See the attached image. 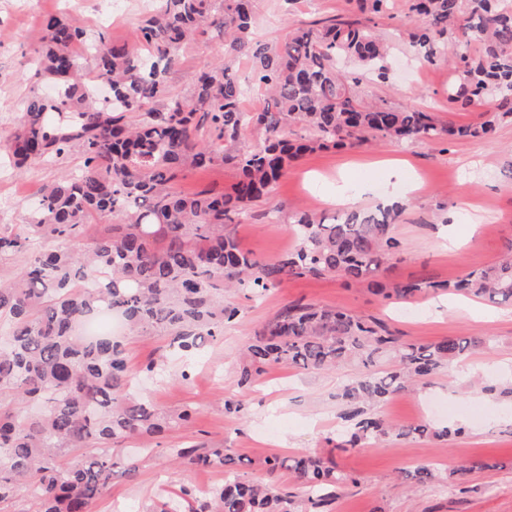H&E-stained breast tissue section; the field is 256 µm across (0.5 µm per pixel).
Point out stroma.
Wrapping results in <instances>:
<instances>
[{
  "label": "stroma",
  "instance_id": "obj_1",
  "mask_svg": "<svg viewBox=\"0 0 512 512\" xmlns=\"http://www.w3.org/2000/svg\"><path fill=\"white\" fill-rule=\"evenodd\" d=\"M112 2L46 0L41 13L31 14L26 0H0V139L17 130L33 92H53L51 82L35 76L33 66L44 36V16L63 17L117 44L136 42L140 19L153 8V0H122L123 11L116 19L111 16ZM350 14L348 0H256L252 36L273 44L295 26ZM414 25L407 0H391L388 14L375 24L376 33L391 48V77L385 83L363 80L361 98L425 109L442 123L481 121V105L449 111L448 81L457 57L449 55L437 65L420 62L408 40ZM223 57L224 39L217 33L191 41L169 74L171 92L188 94L197 71ZM386 158L409 161L402 179L375 168V161ZM82 164L76 148L53 163L33 162L21 168L0 158V227L28 223V198ZM234 179L232 167L215 164L183 172L176 186L187 194L223 191ZM340 187L359 192L364 208L375 207L378 199L388 196L405 206L403 220L394 229L401 248L383 271V280L455 281L494 263L512 239V120L499 122L490 140H384L308 154L289 167L268 196L253 203L247 223L235 225L239 244L261 259H279L296 244L287 229L296 212L304 210L329 221L342 215V208L330 202ZM450 231L466 238L464 247L454 252L448 249ZM296 301L373 318L413 343L449 336L492 337L491 350H472L463 363L444 367L427 386L377 407L378 414L396 427L421 421L440 428L460 424L464 434L450 442L395 438L375 447H342L346 423L340 386L366 374L358 362L331 371L274 367L254 386H241L242 352L285 305ZM224 302L238 309L237 320L225 328L223 338L204 341L191 361L167 336L126 333L129 366L136 369L154 360L163 368L161 375L141 382L139 392L159 409L177 412L191 406L195 413L189 422L163 434L127 440L117 457L134 459L138 471L132 477L115 471L91 512H113L117 504L127 512H147L158 500H178L184 485L207 491L223 483V469L170 464L172 449L188 446L231 449L245 459V477L256 480L265 478L264 461L275 454L304 452L333 460L360 480L359 485L337 488L333 512H512V397L469 387L477 376L491 385L512 380L511 303L455 295L403 303L334 275L287 277L260 295L246 289L226 293ZM186 370L191 379L184 383L180 375ZM228 401L242 404L240 416L225 413ZM475 461L486 462V469L467 474L458 487L403 478L404 471L418 465L436 463L449 471Z\"/></svg>",
  "mask_w": 512,
  "mask_h": 512
}]
</instances>
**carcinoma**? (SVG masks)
<instances>
[{"mask_svg": "<svg viewBox=\"0 0 512 512\" xmlns=\"http://www.w3.org/2000/svg\"><path fill=\"white\" fill-rule=\"evenodd\" d=\"M364 19L321 28L298 27L274 45L252 41L255 0H156L139 27L137 45L94 37L53 15L35 75L56 87L26 103L18 131L3 141L15 164L53 160L80 149L83 166L47 186L34 203L35 222L20 232L0 231V258L22 254L23 265L0 283V503L24 485L38 512H89L117 466L113 452L127 438L160 434L188 421L193 409L160 416L130 393L136 376L123 345L110 336L76 334L84 318L116 310L131 329L153 330L191 355L202 339L224 335L238 310L224 306V289L263 293L288 276L336 275L385 298L412 301L448 292L492 303L512 302V240L498 262L448 283L412 280L385 284L382 268L400 242L393 226L405 211L394 204L354 209L331 223L303 211L289 224L297 243L277 261L240 247L227 222H244L291 162L307 153L341 148L372 137L400 142L487 138L512 117V7L507 0H408L419 26L411 46L436 65L462 31L473 47L458 55L448 102L466 109L485 100L494 107L476 124L444 126L430 112L368 104L358 88L365 76L388 79V48L373 30L390 0H350ZM209 27L224 31V59L201 68L189 95L171 93L167 74L180 51ZM83 49L95 59L82 75ZM254 63L253 83L265 92L261 109L246 112L247 93L234 61ZM306 136L288 138V127ZM250 129L257 144L243 140ZM216 163L236 170L231 189L187 195L175 182L186 168ZM106 221L89 246L85 226ZM489 337L450 336L428 345L404 342L369 317L340 308L293 303L247 347L239 381L251 386L275 366L331 370L358 358L369 365L381 353L390 372L347 383L341 399L351 433L344 445H377L398 438L451 441L463 428L427 422L391 429L369 405L425 385L442 367L464 360ZM181 464L224 469V484L209 492L190 486L180 499L188 512H297L288 487L251 482L240 460L222 448H180ZM275 477L285 471L308 487L309 512H329L328 489L350 479L331 460L304 453L265 460ZM488 463L463 464L442 475L416 466L418 483L446 480Z\"/></svg>", "mask_w": 512, "mask_h": 512, "instance_id": "cac0c4a2", "label": "carcinoma"}]
</instances>
